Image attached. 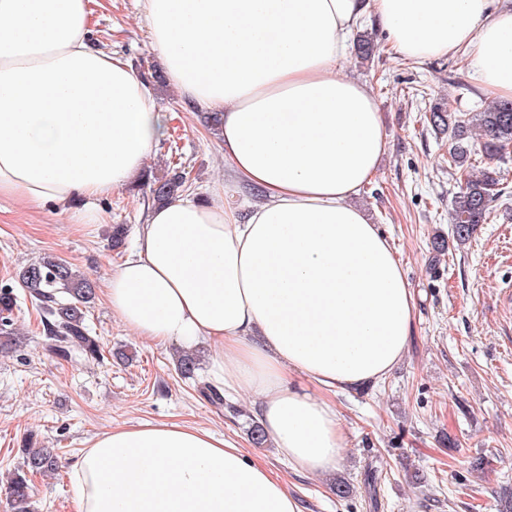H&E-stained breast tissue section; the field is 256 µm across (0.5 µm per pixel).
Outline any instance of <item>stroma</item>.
<instances>
[{
  "mask_svg": "<svg viewBox=\"0 0 512 512\" xmlns=\"http://www.w3.org/2000/svg\"><path fill=\"white\" fill-rule=\"evenodd\" d=\"M94 9L93 42L151 81L159 63L139 0H96ZM361 29L376 39L373 62L359 64L350 50L340 69L378 101L387 154L354 202L387 235L416 307L407 352L390 374L331 399L347 440L341 466L307 476L291 470L273 446H254L247 435L249 397L211 404L197 381L178 372L174 347L141 340L103 295L87 312L90 333L103 349H126L132 363L93 365L49 352L20 268L51 254L103 286L145 220L152 203L147 181L99 198L104 223L79 228L53 205L1 198L0 287L11 286L18 298L14 319L26 340L19 352L0 354V512H13L8 478L22 466L28 443L60 458L54 475L32 477V512H76L71 462L96 435L147 423H190L224 436L279 474L300 512H506L512 504V194L492 202L486 223L465 246L441 256L432 249L434 236L448 232L458 184L447 136L425 119L429 104L444 100L467 121L490 101L462 57L406 61L388 52L377 19ZM154 91L170 120L147 167L150 177L176 167L187 193L223 185L219 141L197 133V115L170 88ZM116 224L128 233L114 250L109 234ZM446 435L456 447L442 445ZM370 470L378 476L371 486L364 482ZM339 480L353 484L349 497L334 494Z\"/></svg>",
  "mask_w": 512,
  "mask_h": 512,
  "instance_id": "obj_1",
  "label": "stroma"
}]
</instances>
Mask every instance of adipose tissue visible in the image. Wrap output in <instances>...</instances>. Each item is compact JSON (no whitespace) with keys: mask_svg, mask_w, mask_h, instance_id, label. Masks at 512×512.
<instances>
[{"mask_svg":"<svg viewBox=\"0 0 512 512\" xmlns=\"http://www.w3.org/2000/svg\"><path fill=\"white\" fill-rule=\"evenodd\" d=\"M91 3L0 0V198L78 226L101 223L96 200L138 178L167 129L145 81L92 44ZM367 15L402 58L465 54L487 98L512 99V5L496 0H144L170 88L221 114L228 176L259 199L152 204L105 283L149 344L206 345L209 382L253 396L305 474L346 446L331 395L388 375L413 325L403 265L353 203L386 153L376 99L337 72ZM71 476L77 512H299L265 465L183 423L99 434Z\"/></svg>","mask_w":512,"mask_h":512,"instance_id":"1","label":"adipose tissue"}]
</instances>
